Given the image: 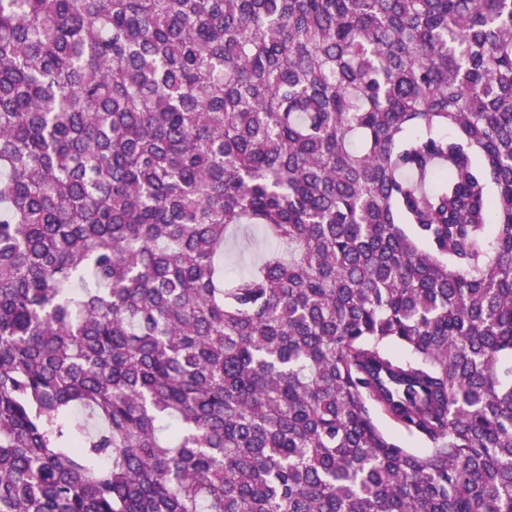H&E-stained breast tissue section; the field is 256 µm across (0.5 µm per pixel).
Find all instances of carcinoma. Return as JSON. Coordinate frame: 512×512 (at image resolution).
Returning <instances> with one entry per match:
<instances>
[{"label": "carcinoma", "mask_w": 512, "mask_h": 512, "mask_svg": "<svg viewBox=\"0 0 512 512\" xmlns=\"http://www.w3.org/2000/svg\"><path fill=\"white\" fill-rule=\"evenodd\" d=\"M0 512H512V0H0ZM254 233L237 232L230 239L228 254L232 258V269L236 273H246L254 260L255 250L253 245Z\"/></svg>", "instance_id": "obj_1"}]
</instances>
